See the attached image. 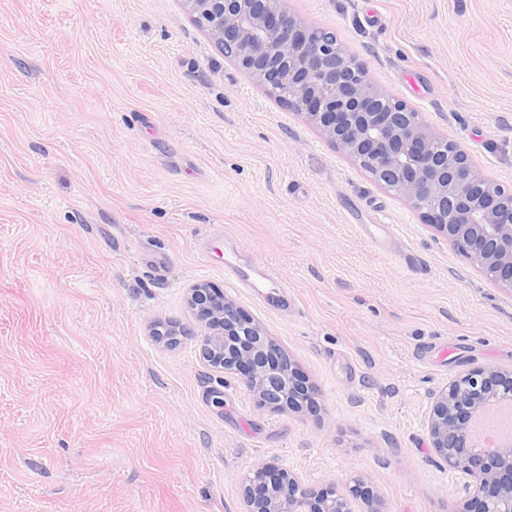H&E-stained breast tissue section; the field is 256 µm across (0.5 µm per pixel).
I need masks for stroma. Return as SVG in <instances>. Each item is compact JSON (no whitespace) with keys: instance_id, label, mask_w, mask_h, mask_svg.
<instances>
[{"instance_id":"1","label":"stroma","mask_w":512,"mask_h":512,"mask_svg":"<svg viewBox=\"0 0 512 512\" xmlns=\"http://www.w3.org/2000/svg\"><path fill=\"white\" fill-rule=\"evenodd\" d=\"M478 171L512 186V0H288ZM264 265V307L202 251ZM317 385L274 411L213 371L196 281ZM177 321L173 348L149 334ZM512 367V292L221 55L180 0H0V512H243L271 461L466 512L436 395Z\"/></svg>"}]
</instances>
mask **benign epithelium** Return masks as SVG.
<instances>
[{
    "instance_id": "7a95c632",
    "label": "benign epithelium",
    "mask_w": 512,
    "mask_h": 512,
    "mask_svg": "<svg viewBox=\"0 0 512 512\" xmlns=\"http://www.w3.org/2000/svg\"><path fill=\"white\" fill-rule=\"evenodd\" d=\"M192 21L219 50L304 119L340 155L403 199L441 237L480 265L492 283L512 291V189L483 176L461 147L425 124L420 113L375 85L365 68L326 37L300 24L285 0H182ZM201 329L203 360L242 376L263 406L297 412L313 407L318 389L299 377L295 360L258 321L205 281L186 290ZM165 346L183 328L150 329ZM512 401V368L476 366L451 381L428 419L431 447L474 479L469 512H512V442L478 447L474 420L492 400ZM244 512H382L365 480L341 489H307L285 468L256 464L243 481Z\"/></svg>"
}]
</instances>
